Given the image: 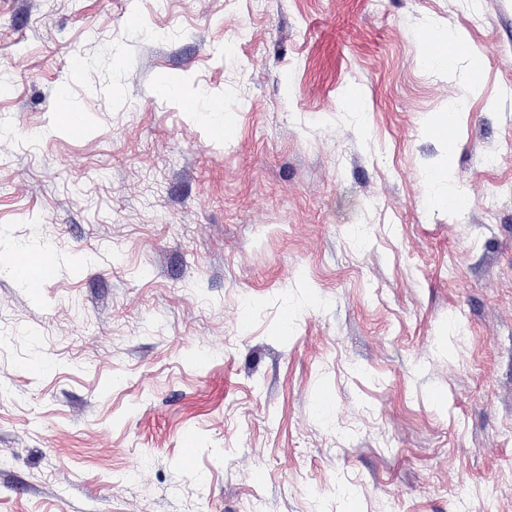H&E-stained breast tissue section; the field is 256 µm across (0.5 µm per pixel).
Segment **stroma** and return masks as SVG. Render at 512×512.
<instances>
[{"mask_svg": "<svg viewBox=\"0 0 512 512\" xmlns=\"http://www.w3.org/2000/svg\"><path fill=\"white\" fill-rule=\"evenodd\" d=\"M0 384V512H512V0H0ZM425 34H428L425 36ZM419 38V44L426 59L433 64L449 67L459 49L455 36L448 32L444 40H438L432 33H425Z\"/></svg>", "mask_w": 512, "mask_h": 512, "instance_id": "35a3bbf8", "label": "stroma"}]
</instances>
